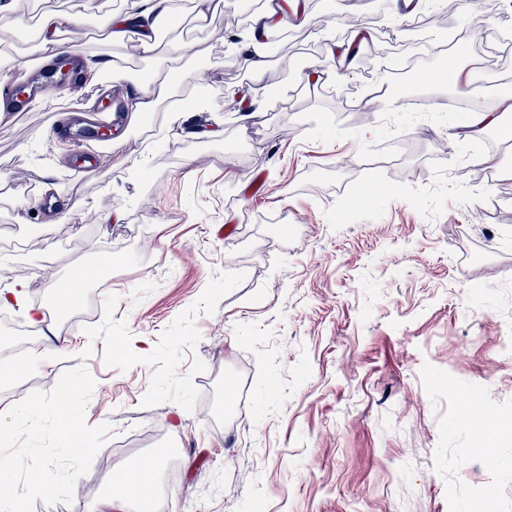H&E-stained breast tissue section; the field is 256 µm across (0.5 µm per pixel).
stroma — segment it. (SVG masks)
I'll return each mask as SVG.
<instances>
[{"mask_svg": "<svg viewBox=\"0 0 512 512\" xmlns=\"http://www.w3.org/2000/svg\"><path fill=\"white\" fill-rule=\"evenodd\" d=\"M254 2L218 0L204 22L179 14L152 59L101 34L126 0L13 4L0 83L35 62L22 34L47 12L81 18L61 52L119 57L130 84L182 42L203 58L181 88L184 136L168 135L175 115L161 113L92 176L48 128L81 88H50L0 118V290L24 282L27 303L46 307L49 282L114 260L108 288L86 289L84 308L27 351L22 382L0 385L5 412L85 365L96 381L86 422L110 426L71 502L39 500L33 512H107L137 458L177 467L176 481L157 479L162 512H476L484 486L492 512H512V112L468 136L452 88L430 78L452 52L446 28L413 17L397 36L385 0H300L309 20L288 28L300 48L280 43L267 57L282 92L247 106L256 78L218 32L225 12ZM349 15L378 18L370 41L393 51L426 41L428 72L362 52L352 78L301 88L302 60L338 70L324 45ZM490 15L512 30V12L487 13L483 0L455 13L478 66L470 89L492 100L512 92V70L486 61L499 47L484 33ZM403 87L428 117L374 108L375 90ZM346 105L360 124L334 120ZM212 122L221 135L207 134ZM133 151L150 155L147 178ZM48 181L82 220L34 212L31 194Z\"/></svg>", "mask_w": 512, "mask_h": 512, "instance_id": "stroma-1", "label": "stroma"}]
</instances>
